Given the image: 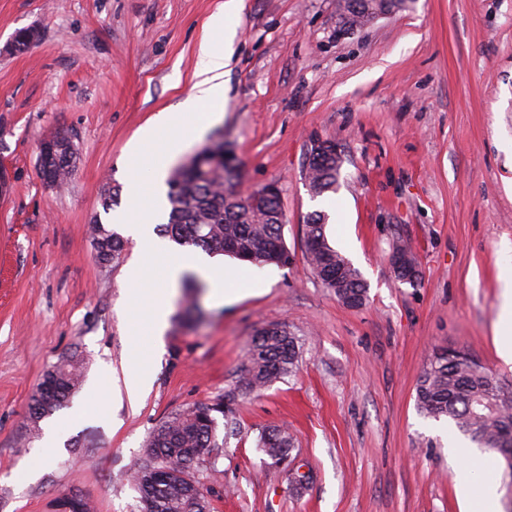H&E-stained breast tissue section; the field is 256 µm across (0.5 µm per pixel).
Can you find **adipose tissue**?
I'll return each instance as SVG.
<instances>
[{
  "mask_svg": "<svg viewBox=\"0 0 512 512\" xmlns=\"http://www.w3.org/2000/svg\"><path fill=\"white\" fill-rule=\"evenodd\" d=\"M239 0H223L217 10L210 14L204 33L197 45L191 94L181 103L179 111L158 112L141 129L128 147L132 158H141L148 147H155L144 181L148 194L144 203L135 205L124 215L123 221L130 233L138 240L144 252L156 249L153 226L158 222L159 200L157 186L170 161L190 142L202 136L204 131L223 116L225 68L231 59L228 49L233 38L229 20L238 12ZM197 114V121L183 127L184 115ZM171 132L172 137L163 146L155 141L161 132ZM187 271H193L210 280L213 296L218 301H231L241 297V289L231 287L229 268L226 264L208 260L198 254L173 256L165 270L168 283H175ZM455 454L461 463V476L457 491L468 504L469 512H498L497 488L493 483H483L480 489L472 487V455L468 448L457 447Z\"/></svg>",
  "mask_w": 512,
  "mask_h": 512,
  "instance_id": "adipose-tissue-1",
  "label": "adipose tissue"
}]
</instances>
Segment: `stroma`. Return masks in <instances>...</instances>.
<instances>
[{
	"mask_svg": "<svg viewBox=\"0 0 512 512\" xmlns=\"http://www.w3.org/2000/svg\"><path fill=\"white\" fill-rule=\"evenodd\" d=\"M222 0H0V512H63L78 493L92 512H141L132 479L151 432L172 413L223 402L257 330L299 339L294 375L234 403L235 435L194 468L211 512H463L456 427L420 415L416 384L433 352L461 348L512 388L496 350L501 277L512 273V0H414L350 34L337 0H242L226 69L223 119L173 161L223 140L247 194L277 185L288 266L235 258L237 302L203 293L204 317H179L154 347L134 309L129 270L160 264L127 240L96 258L89 228L129 211V142L191 92L196 48ZM36 33L16 50L17 31ZM68 136L77 158L60 187L40 176V144ZM343 158L326 234L360 271L351 308L314 276L303 229L319 208L305 179L315 140ZM120 193L111 209L101 196ZM410 246L421 279L398 280L392 247ZM81 361L66 433L43 463L29 404L46 372ZM152 377L130 407L125 370ZM284 426L292 460L315 479L296 489L258 446ZM38 465L29 481L24 469Z\"/></svg>",
	"mask_w": 512,
	"mask_h": 512,
	"instance_id": "1",
	"label": "stroma"
}]
</instances>
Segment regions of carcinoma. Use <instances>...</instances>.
Masks as SVG:
<instances>
[{"label":"carcinoma","instance_id":"cac0c4a2","mask_svg":"<svg viewBox=\"0 0 512 512\" xmlns=\"http://www.w3.org/2000/svg\"><path fill=\"white\" fill-rule=\"evenodd\" d=\"M75 168V148L66 138H55L39 153L43 180L59 185ZM340 162L326 152L308 161L306 177L312 193L321 196L336 190ZM239 171L224 153V141L214 142L175 169L167 180L170 204L168 223L161 231L181 247L210 254H228L255 266L288 265L284 239L285 214L280 195L256 190L243 197L236 191ZM321 213L309 216L304 228L309 266L321 283L341 302L359 308L366 302V286L360 272L330 245ZM96 256L103 264L117 261L125 250L123 238L104 225L91 226ZM187 312L198 308L206 285L193 275L185 277ZM297 336L286 328L259 329L252 337L240 374V387L259 393L299 366ZM56 374V401L45 406L33 397L30 415L45 418L67 406L80 382L78 363L67 360L52 368ZM418 411L427 418H446L477 445L500 455L512 454V395L504 392L495 376L469 354L449 361L447 351L435 353L423 370L416 388ZM233 423L229 406L198 405L168 416L151 433L145 453L137 463L135 484L143 512H209V503L191 469L216 447V418ZM258 445L276 463L288 459L293 437L284 427L264 430Z\"/></svg>","mask_w":512,"mask_h":512}]
</instances>
